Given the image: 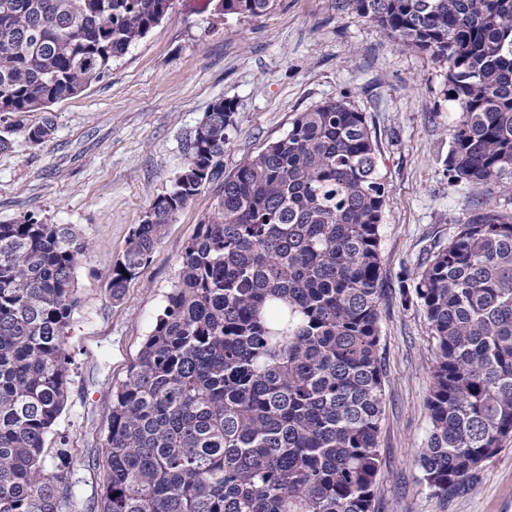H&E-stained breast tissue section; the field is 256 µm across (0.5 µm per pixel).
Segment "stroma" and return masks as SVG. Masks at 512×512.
Here are the masks:
<instances>
[{"label":"stroma","instance_id":"stroma-1","mask_svg":"<svg viewBox=\"0 0 512 512\" xmlns=\"http://www.w3.org/2000/svg\"><path fill=\"white\" fill-rule=\"evenodd\" d=\"M345 98L379 148L388 197L381 224L380 336L385 374L382 468L374 512H512V439L482 462L471 489L443 499L413 460L428 436L426 398L435 340L421 307L403 306L431 243L447 244L478 204L512 201V179H448V66L408 50L342 0H274L260 17H226L212 0H174L171 11L78 96L55 103L39 145L16 136L0 153V221L32 215L74 224L90 249L78 271L81 305L67 336V404L47 440L66 439L73 500L93 512L105 462L112 385L123 380L176 279L219 183L179 212L121 301L111 269L134 225L186 161L188 135L219 98L233 102L224 172L284 136L299 113Z\"/></svg>","mask_w":512,"mask_h":512}]
</instances>
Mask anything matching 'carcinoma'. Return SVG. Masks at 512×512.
I'll list each match as a JSON object with an SVG mask.
<instances>
[{"label": "carcinoma", "instance_id": "carcinoma-1", "mask_svg": "<svg viewBox=\"0 0 512 512\" xmlns=\"http://www.w3.org/2000/svg\"><path fill=\"white\" fill-rule=\"evenodd\" d=\"M272 0H219L260 16ZM404 46L448 63L456 106L448 179L512 178V0H346ZM174 0H0V152L54 121L24 117L81 94ZM232 102L186 140V162L134 226L111 298L166 228L224 179L197 224L126 378L112 387L99 512H374L384 414L379 329L386 184L364 113L301 112L224 176ZM87 238L32 215L0 221V512L73 505L66 440L68 329ZM402 303L434 332L429 432L416 464L448 496L512 438V214L496 203L433 244Z\"/></svg>", "mask_w": 512, "mask_h": 512}]
</instances>
